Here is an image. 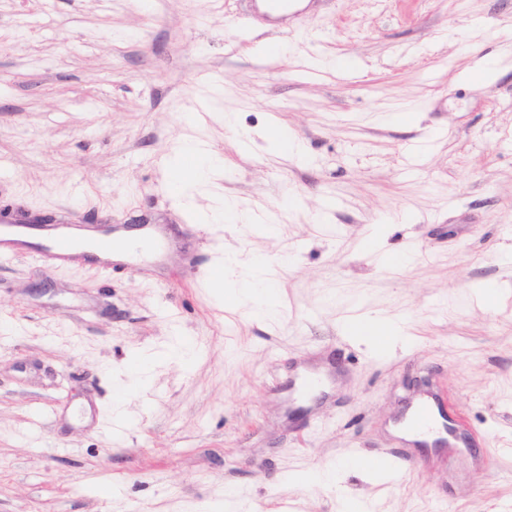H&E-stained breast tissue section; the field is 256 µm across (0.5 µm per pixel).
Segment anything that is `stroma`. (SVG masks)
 <instances>
[{
	"mask_svg": "<svg viewBox=\"0 0 512 512\" xmlns=\"http://www.w3.org/2000/svg\"><path fill=\"white\" fill-rule=\"evenodd\" d=\"M273 39L288 57L258 52ZM213 80L221 119L197 110ZM182 140L224 158L184 192ZM217 196L275 233L206 223ZM5 204L165 246L106 273L0 256V512H191L228 489L255 512H339L341 488L371 512L512 506V294L464 303L512 285V0H300L275 25L248 0H0ZM232 253L287 258L277 322L219 300ZM358 301L405 336L350 333ZM146 353L148 389L116 404ZM415 377L445 398L450 446L401 436ZM361 453L414 465L370 482L343 466ZM328 467L338 489L299 480Z\"/></svg>",
	"mask_w": 512,
	"mask_h": 512,
	"instance_id": "stroma-1",
	"label": "stroma"
}]
</instances>
